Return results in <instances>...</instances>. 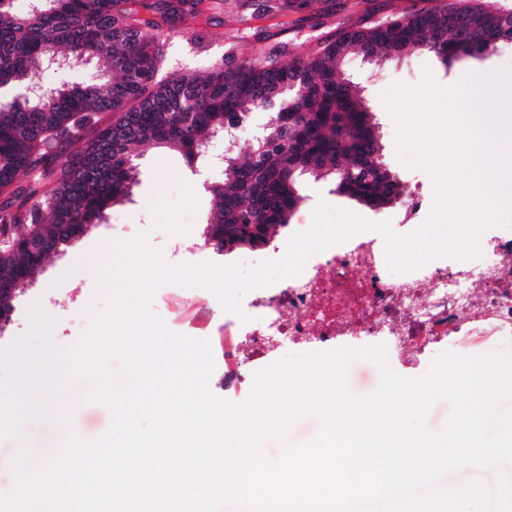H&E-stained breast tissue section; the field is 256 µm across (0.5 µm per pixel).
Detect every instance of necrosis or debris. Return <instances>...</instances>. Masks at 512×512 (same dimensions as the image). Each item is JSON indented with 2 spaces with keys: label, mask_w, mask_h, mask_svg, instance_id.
Returning <instances> with one entry per match:
<instances>
[{
  "label": "necrosis or debris",
  "mask_w": 512,
  "mask_h": 512,
  "mask_svg": "<svg viewBox=\"0 0 512 512\" xmlns=\"http://www.w3.org/2000/svg\"><path fill=\"white\" fill-rule=\"evenodd\" d=\"M480 249L471 260L398 276L375 234L335 245L301 275L247 291L241 314L224 317V357H244L255 369L286 344L359 341L386 344L409 370L460 336H512V227L488 229Z\"/></svg>",
  "instance_id": "4bbe7bcc"
}]
</instances>
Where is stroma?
<instances>
[{"label":"stroma","mask_w":512,"mask_h":512,"mask_svg":"<svg viewBox=\"0 0 512 512\" xmlns=\"http://www.w3.org/2000/svg\"><path fill=\"white\" fill-rule=\"evenodd\" d=\"M434 0H224L220 13L187 26L175 23L162 38L169 72L201 76L227 60L259 57L268 48L282 45L287 57L313 51L318 38L335 34L346 26L377 23L396 14L433 6ZM512 67V47L480 60L468 59L447 69L432 54L409 53L401 58L370 62L350 57L347 71L359 83L368 107L378 122L384 164L402 180L406 195L380 209L367 207L346 196L333 193L329 182L305 176L301 179L303 200L289 223L260 248L254 249V263L284 256L289 239L307 231L319 203L346 209L372 222L397 220L407 197L421 192L425 207H432L433 181L419 168L404 166L396 156L395 125L380 95L393 83L419 85L425 73H432L443 86L455 84L463 75L488 74ZM138 182L130 200L112 206L105 223L93 225L64 252L52 256L36 280L28 284L14 303L11 319L0 326V350L26 338L32 328L30 308L39 305L53 319L50 342L60 352L68 351L89 328L95 314L106 306L102 275L113 242L147 234L150 244L162 251L172 265L213 263L232 265L238 253L219 255L203 244V230L214 210L209 185L222 181L224 170L210 159L188 165L179 151L148 146L136 147ZM196 244L197 249L182 255L170 251L172 239ZM207 300L215 310L214 319H197L189 296ZM150 311L179 334L209 340L214 361L210 384L224 377V319L218 297L202 286L176 283L161 285L154 292ZM91 384L74 378L58 388L54 397L61 413L57 416L31 414L23 422L20 435L0 438V494L14 487L11 463L24 456L29 469L37 470L59 451L62 437L83 439L102 436L111 424L106 405L89 400ZM320 415L292 420L280 435L264 440L262 449L270 461H278L287 446L305 442L323 428Z\"/></svg>","instance_id":"stroma-1"}]
</instances>
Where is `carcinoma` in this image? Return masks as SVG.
<instances>
[{
  "mask_svg": "<svg viewBox=\"0 0 512 512\" xmlns=\"http://www.w3.org/2000/svg\"><path fill=\"white\" fill-rule=\"evenodd\" d=\"M13 3L0 0V89L36 85L60 48L76 61L104 59L111 77L0 104V301L70 244L71 226L101 224L129 198L139 174L131 146L176 149L192 165L227 124L293 84L302 95L271 113L247 158L224 153L205 244L221 255L265 245L302 202L303 175L368 206L391 203L405 187L381 159L373 115L342 69L346 57L422 51L449 70L491 44L512 46L511 13L455 0L345 27L286 65L273 50L202 77L161 78L165 29L221 10L224 0H31L23 12ZM104 114L112 115L106 125Z\"/></svg>",
  "mask_w": 512,
  "mask_h": 512,
  "instance_id": "cac0c4a2",
  "label": "carcinoma"
}]
</instances>
